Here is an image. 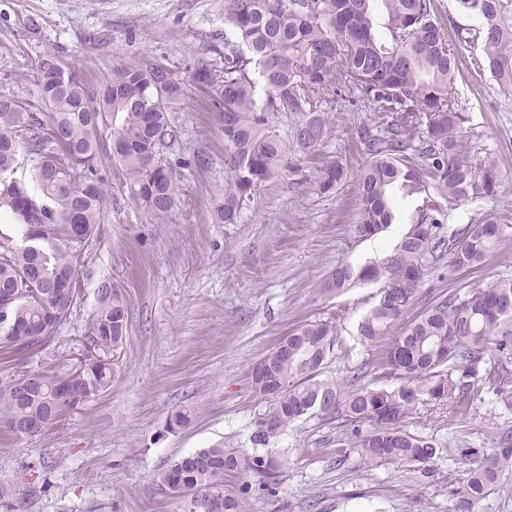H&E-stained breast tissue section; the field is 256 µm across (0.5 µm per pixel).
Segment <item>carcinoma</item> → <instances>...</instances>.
Masks as SVG:
<instances>
[{
    "label": "carcinoma",
    "instance_id": "1",
    "mask_svg": "<svg viewBox=\"0 0 512 512\" xmlns=\"http://www.w3.org/2000/svg\"><path fill=\"white\" fill-rule=\"evenodd\" d=\"M477 17L461 42L479 49L476 65L512 90V0H457ZM190 55L182 71L145 57L112 71L89 88L51 52L36 65L45 117L13 95H0V352L21 363L58 339L81 295L77 267L101 223L109 196L97 159L108 150L124 175L128 196L156 223L176 206L173 173L160 149L176 139L170 112L191 85L217 110L224 133V196L213 207L220 224H239L261 189L276 186L286 149L317 153L330 133L328 99L367 101L382 112L380 131L362 128L368 155L357 173L358 217L350 230L371 238L416 201L410 228L381 262L337 265L319 285L338 298L359 283L378 285L374 305L358 325L373 351L338 384L322 377L337 341L331 320L306 321L261 357L252 386L265 403L249 448L216 444L175 460L154 476L177 512H249L253 483H280L288 456L277 438L314 412L336 422L338 457L353 453L366 468L409 464L425 468L454 455L471 459L452 512H479L506 489L512 433L494 435L482 455L464 433L448 441L421 436L408 421L424 407L463 416L486 401L512 409V278L467 285L409 315L428 267L443 254L461 271L482 268L512 225L495 213L445 230L448 205L499 195L492 153L478 156L463 136L455 74L461 46L448 43L433 0H224V50ZM263 101H258V93ZM292 117L289 140L276 128ZM38 157L29 179L33 196L14 177L21 150ZM342 162L321 163L315 184L326 194L341 183ZM128 300L110 282L97 290L87 343L76 364L0 380V428L24 437L33 422L56 423L68 410L112 386L108 354L126 341Z\"/></svg>",
    "mask_w": 512,
    "mask_h": 512
}]
</instances>
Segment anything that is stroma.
<instances>
[{"label":"stroma","instance_id":"1","mask_svg":"<svg viewBox=\"0 0 512 512\" xmlns=\"http://www.w3.org/2000/svg\"><path fill=\"white\" fill-rule=\"evenodd\" d=\"M224 47L221 0H0V94L15 95L40 110L35 66L54 52L98 87L113 68L156 56L182 65L189 53ZM464 50L456 78L466 112L467 144L494 153L499 196L461 202L446 210L447 227L477 221L488 212L512 214V91L476 71ZM331 132L318 158L290 155L278 187L259 191L243 223L216 224L215 201L224 192V135L206 98L189 91L171 118L178 132L163 156L173 169L177 205L165 223L149 222L127 196L120 170L108 157L98 166L110 197L98 234L84 247L78 270L82 300L60 338L23 364L40 372L79 348L88 333L102 282L128 299V336L115 356L111 387L67 412L39 434L15 438L0 431V483L17 495L0 512H175L153 485L174 459L217 443L248 447L264 405L251 386V368L297 325L335 318L349 357L329 354L328 378L343 380L370 358L357 325L370 309L375 286L352 288L343 301L317 286L341 262H378L396 239L391 230L354 239L356 174L367 154L360 127H376L373 104L330 106ZM206 166H197V155ZM342 161L346 176L329 194L315 186L325 157ZM512 276V237L478 272L432 266L421 293H447L471 283ZM344 314H337L338 303ZM185 408L189 422L168 427ZM336 424L321 415L303 417L279 438L292 449L275 494H260L251 512H450L453 493L469 473L468 460L443 461L432 472L412 466L363 469L357 456L339 459ZM42 485L37 496L30 483Z\"/></svg>","mask_w":512,"mask_h":512}]
</instances>
